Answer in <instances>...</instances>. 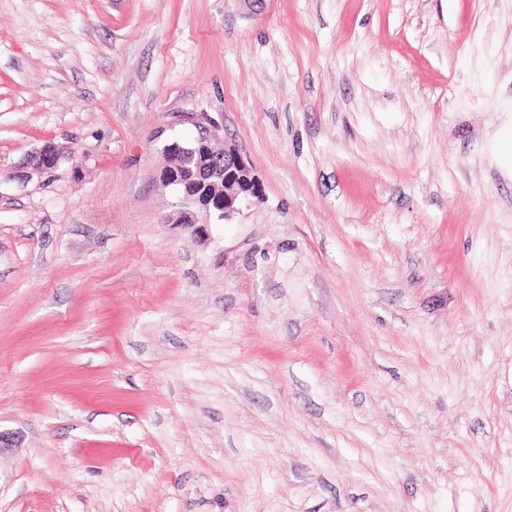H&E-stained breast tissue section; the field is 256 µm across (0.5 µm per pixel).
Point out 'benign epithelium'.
I'll use <instances>...</instances> for the list:
<instances>
[{
  "instance_id": "1",
  "label": "benign epithelium",
  "mask_w": 512,
  "mask_h": 512,
  "mask_svg": "<svg viewBox=\"0 0 512 512\" xmlns=\"http://www.w3.org/2000/svg\"><path fill=\"white\" fill-rule=\"evenodd\" d=\"M173 124L190 125L201 131V138L195 142L170 138L162 147L174 162L160 170L158 178L175 188L184 203L212 211L223 220L256 197L260 182L235 146L224 145V168L214 164L210 145L221 138L223 127L213 116L207 112H183ZM64 154V148L47 142L31 156L30 163L37 171L49 170L58 166Z\"/></svg>"
}]
</instances>
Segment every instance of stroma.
<instances>
[{"label":"stroma","mask_w":512,"mask_h":512,"mask_svg":"<svg viewBox=\"0 0 512 512\" xmlns=\"http://www.w3.org/2000/svg\"><path fill=\"white\" fill-rule=\"evenodd\" d=\"M0 434V512H512V0H0ZM173 125H190L201 131V138L195 142L170 138L162 147L174 162L161 169L158 178L175 188L184 203L213 211L223 220L239 211L241 204L257 197L260 182L235 145L224 143L223 170L214 164L210 145L221 138L223 127L213 116L207 112H181ZM65 154L64 148L54 142H46L30 158L33 169L45 171L58 166Z\"/></svg>","instance_id":"1"}]
</instances>
